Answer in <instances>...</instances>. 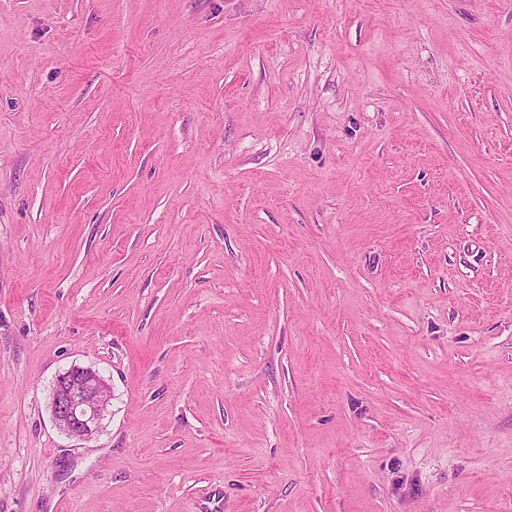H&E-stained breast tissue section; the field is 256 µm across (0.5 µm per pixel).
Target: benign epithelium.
I'll list each match as a JSON object with an SVG mask.
<instances>
[{"label":"benign epithelium","instance_id":"7a95c632","mask_svg":"<svg viewBox=\"0 0 512 512\" xmlns=\"http://www.w3.org/2000/svg\"><path fill=\"white\" fill-rule=\"evenodd\" d=\"M112 403V387L91 367L72 366L56 378L52 415L71 437L88 439L98 432Z\"/></svg>","mask_w":512,"mask_h":512}]
</instances>
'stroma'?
Masks as SVG:
<instances>
[{
  "label": "stroma",
  "instance_id": "1",
  "mask_svg": "<svg viewBox=\"0 0 512 512\" xmlns=\"http://www.w3.org/2000/svg\"><path fill=\"white\" fill-rule=\"evenodd\" d=\"M0 512H512V0H0ZM112 403V387L92 367L72 366L56 378L52 415L70 437L88 439L98 432Z\"/></svg>",
  "mask_w": 512,
  "mask_h": 512
}]
</instances>
